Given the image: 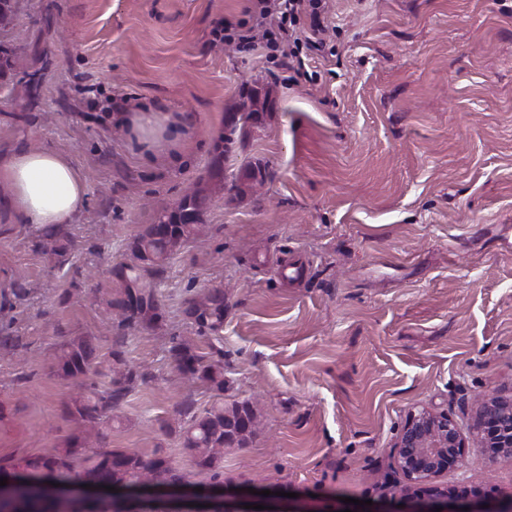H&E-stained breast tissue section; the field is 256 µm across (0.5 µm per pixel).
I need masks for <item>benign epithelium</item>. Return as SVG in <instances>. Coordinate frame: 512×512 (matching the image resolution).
Returning a JSON list of instances; mask_svg holds the SVG:
<instances>
[{
	"label": "benign epithelium",
	"mask_w": 512,
	"mask_h": 512,
	"mask_svg": "<svg viewBox=\"0 0 512 512\" xmlns=\"http://www.w3.org/2000/svg\"><path fill=\"white\" fill-rule=\"evenodd\" d=\"M481 425L476 447L492 448L496 455L512 456V398L496 393L478 399ZM469 440L459 423L446 410L421 408L409 413L394 444L395 464L405 484L400 501L402 507L393 510L384 504L354 506L351 512H512V493H491L482 484L453 487L438 483L448 468L463 460ZM196 483L172 485L165 482L118 488L114 493L102 486L84 487L82 482L58 485L54 497L69 506L90 501L127 499L154 501L164 505V512H256L250 505L262 504V512H305L293 505L285 506L272 496H264V487L253 486L251 494L244 485L228 493L222 485H204L196 491ZM196 506L191 507L189 503Z\"/></svg>",
	"instance_id": "obj_1"
}]
</instances>
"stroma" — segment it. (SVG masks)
<instances>
[{"mask_svg": "<svg viewBox=\"0 0 512 512\" xmlns=\"http://www.w3.org/2000/svg\"><path fill=\"white\" fill-rule=\"evenodd\" d=\"M250 0H14L0 48V158L49 147L87 175L85 208L61 234L66 262L17 223L0 186V464L44 457L80 433L74 382L52 354L73 336L100 339L104 363L144 370L105 426L107 444L161 451L199 482L173 413L169 339L192 336L224 362V394L251 403L259 427L224 452L227 486L259 483L308 506L397 496L394 443L410 411H448L477 427V396L512 397V0H326L317 75L265 52L214 41L251 23ZM269 96L259 120L216 145L247 94ZM122 109L111 106L112 99ZM188 112L196 128L140 163L127 117ZM264 170L244 188V173ZM209 188L206 237L168 261L158 330L104 331L92 286L155 214ZM224 289V327L186 319L196 291ZM441 483L512 490V456L466 449Z\"/></svg>", "mask_w": 512, "mask_h": 512, "instance_id": "stroma-1", "label": "stroma"}]
</instances>
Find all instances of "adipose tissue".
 Wrapping results in <instances>:
<instances>
[{
	"label": "adipose tissue",
	"instance_id": "1",
	"mask_svg": "<svg viewBox=\"0 0 512 512\" xmlns=\"http://www.w3.org/2000/svg\"><path fill=\"white\" fill-rule=\"evenodd\" d=\"M138 155L150 159L160 138L177 142L194 128L182 112H136L129 116ZM10 189L11 206L20 223L41 227L68 224L86 205L82 171L66 155L51 149L22 147L0 164V181Z\"/></svg>",
	"mask_w": 512,
	"mask_h": 512
}]
</instances>
